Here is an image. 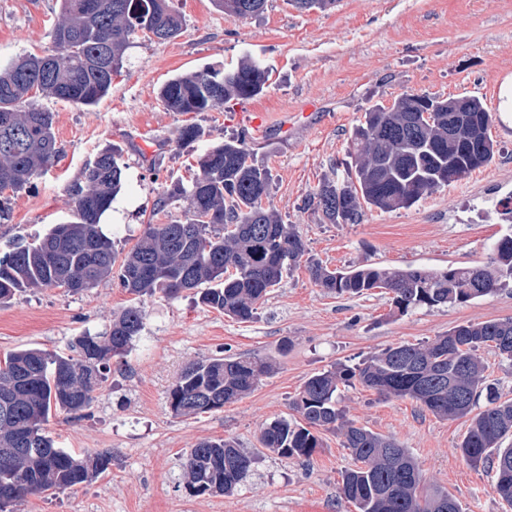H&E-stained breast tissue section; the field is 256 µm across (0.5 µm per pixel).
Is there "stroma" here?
<instances>
[{"label":"stroma","mask_w":512,"mask_h":512,"mask_svg":"<svg viewBox=\"0 0 512 512\" xmlns=\"http://www.w3.org/2000/svg\"><path fill=\"white\" fill-rule=\"evenodd\" d=\"M182 34L160 42L137 34L109 94L84 107L39 98L55 114L59 158L32 188L14 194L0 217V253L41 239L71 220L67 189L104 147L124 162V185L102 219L117 257L147 225L180 221L181 208L160 209L169 185L189 180V167L211 146L240 137V114L262 112L251 137L256 164L271 174L270 201L295 225L307 258L328 268L375 264L443 269L489 262L491 245L512 230L496 200L512 194V112L502 83L512 78V0H337L301 12L267 0L263 13L240 19L213 0H170ZM58 0H0V68L55 45ZM269 72L263 93L213 112H173L158 97L177 74L234 69L241 59ZM476 96L493 114L494 162L440 187L408 209L366 210L357 224H329L303 206L335 164L349 162L352 131L363 113L403 93ZM195 123L203 137L176 142ZM130 296L107 282L78 292L30 288L0 303V357L27 348L67 353L83 333L104 332ZM143 326L122 359L112 360L103 387L82 417L61 411L48 429L59 447L79 454L110 452L109 469L62 492L27 495L14 512H355L340 495L341 474L356 461L340 435L322 433L311 459L262 449L263 426L298 421L292 402L312 375L356 366L381 349L419 344L466 322L512 318V288L464 304L398 312L373 290L335 295L315 286L305 267L283 276L249 322L203 305L195 291L140 301ZM260 356L274 365L246 397L196 417L175 415L168 393L189 364L215 356ZM342 404L357 426L397 440L427 482L443 488L462 512H512L492 471L468 465L455 446L469 418L443 420L408 399L383 398L354 384ZM229 438L255 454L254 470L230 495L186 488V453L204 439Z\"/></svg>","instance_id":"obj_1"}]
</instances>
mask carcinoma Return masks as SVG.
I'll list each match as a JSON object with an SVG mask.
<instances>
[{"instance_id":"obj_1","label":"carcinoma","mask_w":512,"mask_h":512,"mask_svg":"<svg viewBox=\"0 0 512 512\" xmlns=\"http://www.w3.org/2000/svg\"><path fill=\"white\" fill-rule=\"evenodd\" d=\"M60 0L52 37L55 53L24 55L0 69V203L33 183L58 157L55 114L35 105L53 97L91 107L108 95L123 65L130 38L142 32L170 41L182 31L168 0ZM247 19L266 0H214ZM268 71L243 61L232 71L202 70L169 79L159 98L174 112H211L231 100L260 94ZM491 113L476 97L448 98L406 93L388 108L364 112L352 134L354 153L343 177L324 179L304 207L330 224H357L364 209L409 208L434 189L458 182L495 158ZM203 136L196 124L178 130L177 143ZM190 183H173L160 207L179 205L185 220L147 225L141 239L117 261L102 231L103 215L122 189L121 155L106 147L70 188L73 219L54 225L39 241L0 256V302L28 288H52L62 279L94 288L104 281L132 296L101 334L85 333L61 355L39 348L0 359V449L16 448L0 462V512H13L27 494L64 491L93 480L110 464L109 452L75 455L59 448L45 425L57 410L89 408L115 357H123L141 330L135 301L162 293L175 297L200 289L202 304L241 322L254 319L283 273L299 264L306 247L294 225L265 207L269 171L250 161L246 140L226 141L198 159ZM310 279L336 295L386 289L403 313L412 306L464 304L496 293L512 278V234L500 237L486 265L426 269L358 264L345 271L319 262L307 265ZM494 348L512 358V320L460 324L425 344H397L350 367L336 365L306 380L293 402L303 423H270L262 447L284 458L310 459L322 447L320 431L338 432L360 466L341 475V494L357 512H461L447 491L425 486L408 449L346 418L337 392L355 382L385 398L411 399L447 420L470 417L456 445L473 467L495 471L496 491L512 507V401L485 375L480 351ZM273 365L262 357L222 356L187 367L168 401L180 416L218 410L251 393ZM483 409L475 411L479 401ZM252 459L227 439H205L185 461L187 486L195 494L217 489L231 494L247 481Z\"/></svg>"}]
</instances>
